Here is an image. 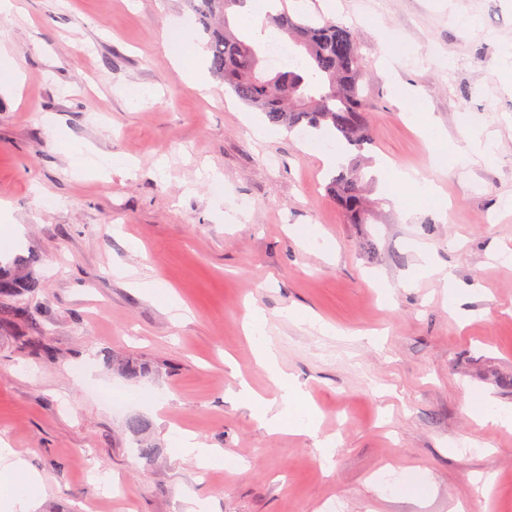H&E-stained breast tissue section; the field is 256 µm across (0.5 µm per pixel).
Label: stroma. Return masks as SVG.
<instances>
[{"label": "stroma", "mask_w": 512, "mask_h": 512, "mask_svg": "<svg viewBox=\"0 0 512 512\" xmlns=\"http://www.w3.org/2000/svg\"><path fill=\"white\" fill-rule=\"evenodd\" d=\"M0 48L21 65L0 91V265L35 274L13 297L33 316L0 323V439L43 478L37 512H512V429L471 415L473 393L512 410V0H305L349 28L371 113L365 156L425 169L447 201L405 214L384 178L372 223H348L327 190L326 142L273 127L187 57L209 95L178 72L163 35L184 0H16ZM397 48L393 71L381 61ZM449 148L472 135L495 159L437 158L411 108ZM103 168L76 177L66 146ZM329 243L303 244L299 231ZM423 244L477 285L460 310L442 282L414 278ZM387 292L374 288L377 277ZM154 280L175 301L135 293ZM183 308L174 318L171 303ZM259 308L282 369L308 391L312 433H269L236 396L246 379L276 397L243 332ZM295 310L336 330L286 319ZM54 352L45 359L34 341ZM147 368L130 377L112 367ZM120 396L114 410L103 391ZM149 422L152 460L125 427ZM224 451L203 463L180 435ZM336 447L322 460L319 443ZM423 472L421 494L387 488Z\"/></svg>", "instance_id": "35a3bbf8"}]
</instances>
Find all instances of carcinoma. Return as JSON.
I'll use <instances>...</instances> for the list:
<instances>
[{
    "label": "carcinoma",
    "mask_w": 512,
    "mask_h": 512,
    "mask_svg": "<svg viewBox=\"0 0 512 512\" xmlns=\"http://www.w3.org/2000/svg\"><path fill=\"white\" fill-rule=\"evenodd\" d=\"M199 17L207 36L210 71L236 97L265 115L274 126L292 131L328 127L343 142L347 158L331 182L337 206L350 224L369 223L372 206L365 196V175L360 161L368 140L370 115L362 94V62L350 30L326 18L290 12L285 0L281 9L267 15L265 29L276 30L296 50V62L269 75L249 36L231 26L236 9L247 0H185ZM20 288H40L33 278H19L0 270V294ZM138 438L141 458L149 460L154 444L145 438L148 422L139 415L126 421Z\"/></svg>",
    "instance_id": "cac0c4a2"
}]
</instances>
